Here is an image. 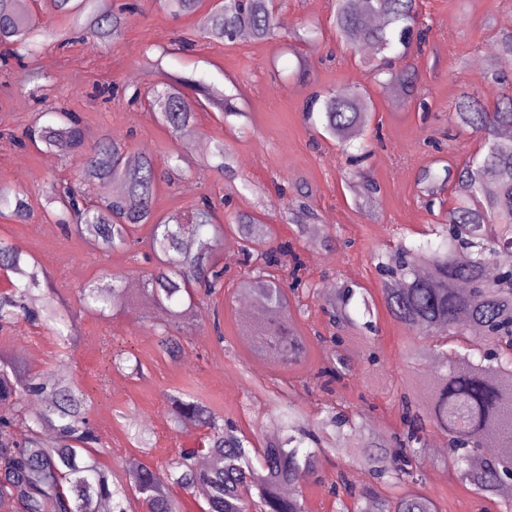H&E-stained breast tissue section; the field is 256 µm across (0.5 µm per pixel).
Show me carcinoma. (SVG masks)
Here are the masks:
<instances>
[{
  "mask_svg": "<svg viewBox=\"0 0 512 512\" xmlns=\"http://www.w3.org/2000/svg\"><path fill=\"white\" fill-rule=\"evenodd\" d=\"M174 18L194 14L200 0H158ZM53 9L74 16V26L47 31L34 23L29 0H0V66L12 59L30 58L42 40L53 38L63 48L77 38L100 43L118 40L126 14L136 8L126 3L102 11L96 0H50ZM332 24L344 40L355 38L372 47L363 67L386 75L382 85L404 98L419 102L418 70L406 59L412 41L422 44L428 28L420 18L417 0H334ZM246 31L253 40L267 42L282 35L279 11L272 0H224L198 28L199 37L225 45ZM293 38L313 45L317 28L302 25ZM512 57V30L499 31L493 52L485 62L486 78L501 84L499 60ZM148 105L172 137L195 133L198 109L224 101V117L238 116L231 95L214 88L185 91L182 80H161L147 92ZM316 111L323 132L349 145L363 136L371 112L367 91L352 82L336 91L316 94L307 103ZM47 124L35 120L21 135L10 136L46 149L82 159L74 183H51L43 189L46 207L70 235L92 236L105 251L128 249L142 240L134 236L141 224L151 225L147 245L154 259L143 292L168 319L156 329L158 345L170 358L178 356V330L201 316L195 289L213 295L224 286L220 253L224 239L233 234L252 265L251 275L236 286V293L253 298L256 315L247 323L244 338L257 357L279 367L298 365L305 338L290 317L288 294L305 288L299 272L303 262L291 242H274L269 226L259 216L238 212L220 219L205 197L183 214L161 218L155 212L160 178L154 161L142 154L129 161L125 144L110 136L90 146L80 119L71 112H55ZM451 124L469 128L483 140L482 151L462 165L443 163L420 169L417 184L428 211L443 207L444 222L432 225L439 243L409 245L398 242L377 257L384 275L382 301L391 318L414 337L413 355L433 364V389L423 404L400 396V430L365 441V424L358 412L336 407L322 410L312 421L281 394L268 395L280 433L260 448L236 425L224 419L193 393L174 390L164 394L177 430L204 431L199 466L190 449L158 468L150 462L111 478L93 455L101 438L89 419L88 395L66 377L43 376L16 356L0 350V512L16 507L22 512H98L101 502L112 512H129L133 492L147 512H180L174 489L204 502V512H306L300 495L287 496L283 488L299 486L321 467L312 446L344 437L361 443L362 454L351 462L370 467L375 482L352 493L345 473L339 484L352 498H337L336 512H439L425 487L420 464L426 448V428L440 431L448 445V469L468 483L476 494L492 496L512 482V267L497 256L512 251V142L500 131L512 128V92L488 107L478 91L463 92L449 115ZM200 169L225 174L235 190L233 158L217 141L196 160ZM119 182L121 192L92 202L88 189ZM29 212L27 194L0 187V215L24 221ZM0 270L13 275L10 288L0 292V329L25 320L39 323L57 338L63 355L75 348L78 320L63 308L50 285L47 271L17 243L0 238ZM352 284H326L316 296L325 302L333 325L353 323L349 308L356 301ZM84 309L103 315L128 302L121 284L103 291L79 290ZM345 355L332 351L316 379L325 388L346 374ZM40 402L26 409V401Z\"/></svg>",
  "mask_w": 512,
  "mask_h": 512,
  "instance_id": "obj_1",
  "label": "carcinoma"
}]
</instances>
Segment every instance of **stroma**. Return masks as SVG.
<instances>
[{
	"label": "stroma",
	"instance_id": "stroma-1",
	"mask_svg": "<svg viewBox=\"0 0 512 512\" xmlns=\"http://www.w3.org/2000/svg\"><path fill=\"white\" fill-rule=\"evenodd\" d=\"M138 3L117 43L87 39L63 49L43 46L36 64L46 77L47 102H37L17 76L0 77V186L24 190L31 209L24 223L0 216V236L34 254L49 271L59 296L81 314L80 340L69 360H60L56 340L47 330L23 322L0 332V348L20 356L41 374L69 377L90 396L91 420L104 438L98 459L117 473L128 460L142 457L127 436V424L147 429L153 442L149 457L158 463L176 458L181 449L194 447L200 439L199 430H175L163 398L171 390L195 393L258 440L269 438L274 426L266 396L270 390L298 402L312 419L330 403L360 412L377 431L399 429L401 392L411 389L424 395L432 367L410 358L405 349L409 331L383 306L374 310L375 342L367 347L348 343L353 368L344 381L326 389L316 386L314 376L325 361L317 336L326 330L317 301L308 299L306 313L293 316L309 341L305 362L284 370L255 357L242 337L245 321L235 294V281L247 267L229 242L221 257L228 269L224 289L204 301L205 309H218L221 332L213 334L207 316L185 325L182 356L171 360L160 351L155 336L163 318L140 288L141 273L148 267L144 258L126 250L105 252L90 238L68 236L45 213L44 181L74 180L79 159L58 155L50 161L41 144L19 146L11 138L39 113L62 109L80 115L89 142L112 135L125 142L131 155L148 153L157 167H164L170 154L183 153L182 172L169 173L159 186V214L185 212L205 194L217 202L230 197L233 210L260 214L272 239L293 241L306 281L319 285L351 280L376 298L380 276L372 263L374 252L402 238L423 241L430 225L441 220L419 201L420 168L439 155L453 165L463 162L481 146L479 135L449 124L448 115L466 89L480 91L487 102H494L498 87L477 78L472 64L491 53L494 32L512 23V0H418L420 16L430 26L428 41L415 59L430 105L426 112L417 104L400 102L392 91L364 75L363 52L357 44L337 38L331 24L333 0H283L284 29L303 23L322 29L318 44L291 50L278 40L251 39L223 47L201 41L183 50L178 40L194 37L200 14L175 19L153 0ZM356 73L361 74L373 105L371 122L364 130L373 149L362 167L380 192L369 208L355 203L351 165L340 144L316 131L303 112L311 92L338 89ZM164 74L236 96L240 115L228 118L214 107L198 112L195 138L201 148L223 141L236 160L239 178L265 186L263 202H256L245 190L226 195L224 176L197 169L198 151L184 152L182 141L171 138L147 103L128 105L127 94L147 91ZM103 84L116 85L120 97L106 103L95 96V86ZM300 190L309 194L316 224L337 231L331 262H311L308 243L297 238L295 225L280 216L287 197ZM116 275L132 285L128 304L105 317L82 311L79 289L89 284L111 286ZM123 351L140 360L144 378L113 368V355ZM354 452L348 440L322 449V469L299 489L307 512H334L329 485L337 470L349 469L355 485L368 482L363 469L350 466ZM423 471L441 512H500L499 496L475 494L448 471L442 456L426 455Z\"/></svg>",
	"mask_w": 512,
	"mask_h": 512
}]
</instances>
